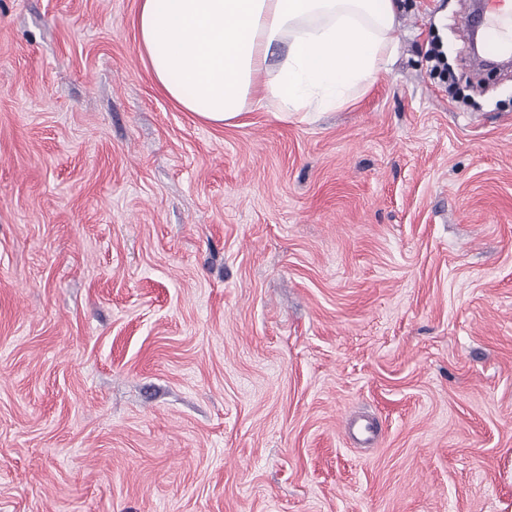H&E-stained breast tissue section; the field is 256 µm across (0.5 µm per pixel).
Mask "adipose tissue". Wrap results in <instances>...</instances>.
Returning a JSON list of instances; mask_svg holds the SVG:
<instances>
[{
  "label": "adipose tissue",
  "mask_w": 512,
  "mask_h": 512,
  "mask_svg": "<svg viewBox=\"0 0 512 512\" xmlns=\"http://www.w3.org/2000/svg\"><path fill=\"white\" fill-rule=\"evenodd\" d=\"M395 0H140V55L181 111L233 124L349 106L395 53Z\"/></svg>",
  "instance_id": "obj_1"
}]
</instances>
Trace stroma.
Returning a JSON list of instances; mask_svg holds the SVG:
<instances>
[{
  "label": "stroma",
  "mask_w": 512,
  "mask_h": 512,
  "mask_svg": "<svg viewBox=\"0 0 512 512\" xmlns=\"http://www.w3.org/2000/svg\"><path fill=\"white\" fill-rule=\"evenodd\" d=\"M398 3L352 105L216 125L139 0H0V512H512V70Z\"/></svg>",
  "instance_id": "stroma-1"
}]
</instances>
